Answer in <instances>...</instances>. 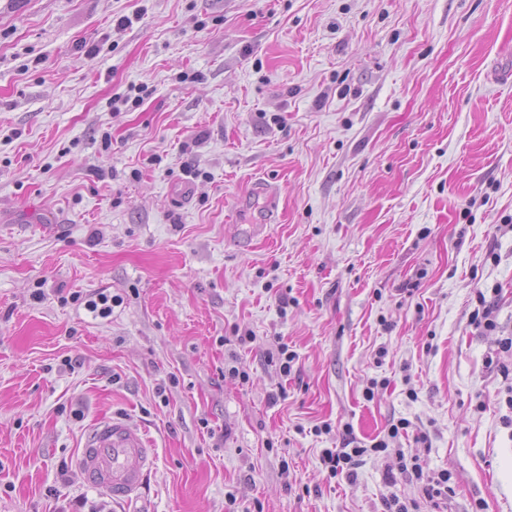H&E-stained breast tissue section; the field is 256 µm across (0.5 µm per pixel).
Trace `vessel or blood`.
Masks as SVG:
<instances>
[{"instance_id":"1","label":"vessel or blood","mask_w":512,"mask_h":512,"mask_svg":"<svg viewBox=\"0 0 512 512\" xmlns=\"http://www.w3.org/2000/svg\"><path fill=\"white\" fill-rule=\"evenodd\" d=\"M154 463L146 434L115 415L98 420L85 434L74 467L86 486L127 502L138 496Z\"/></svg>"}]
</instances>
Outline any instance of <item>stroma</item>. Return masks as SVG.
Masks as SVG:
<instances>
[{"label": "stroma", "mask_w": 512, "mask_h": 512, "mask_svg": "<svg viewBox=\"0 0 512 512\" xmlns=\"http://www.w3.org/2000/svg\"><path fill=\"white\" fill-rule=\"evenodd\" d=\"M508 66L512 0H0V512H383L320 451L401 418L439 512H512ZM142 431L116 415L98 420L85 434L75 460L83 483L112 498L135 499L155 463L154 448Z\"/></svg>", "instance_id": "1"}]
</instances>
